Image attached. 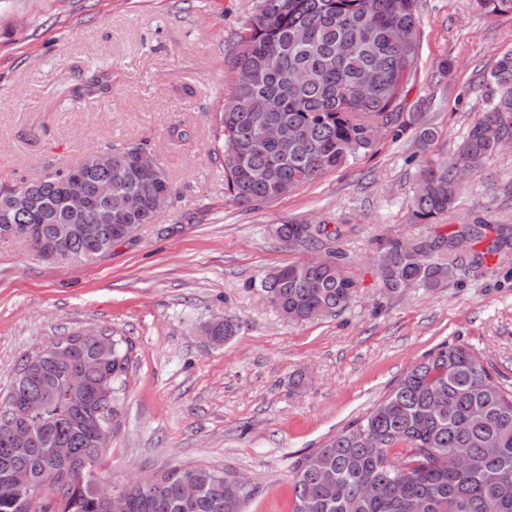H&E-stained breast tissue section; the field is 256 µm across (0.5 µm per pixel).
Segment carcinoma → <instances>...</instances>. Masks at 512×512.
<instances>
[{
  "instance_id": "carcinoma-1",
  "label": "carcinoma",
  "mask_w": 512,
  "mask_h": 512,
  "mask_svg": "<svg viewBox=\"0 0 512 512\" xmlns=\"http://www.w3.org/2000/svg\"><path fill=\"white\" fill-rule=\"evenodd\" d=\"M418 0H258L237 36L229 94L215 109L214 154L224 171V194L235 204H272L316 182L377 146L398 123L420 50ZM487 17L512 14V0H474ZM492 95L460 146L444 157L428 156L439 131L417 123L425 155L411 202L414 224H435L457 207L466 176L478 173L499 142L512 140V52L503 53L483 77ZM279 130L275 141L265 138ZM129 146L111 149L112 166L92 165L77 188L87 195L112 182V200L94 215L73 217L62 205L59 170L45 180L0 181V208L15 190L30 200L12 223L29 227L23 239L37 255L75 262L101 258L99 239L125 241L130 224H153L172 198L167 172L153 175L134 165ZM142 208L126 211V196ZM57 224H87L91 232L65 242ZM328 224L287 223L273 228L284 245H309ZM495 236L483 251L467 245ZM512 251V229L482 220L457 233L418 241L388 239L378 253L377 277L388 292L438 288L454 266L444 256L466 254L475 270L488 254ZM340 251L317 263L288 264L261 278L259 288L289 322L332 316L351 302L355 283L342 270ZM231 316L209 322L211 343L232 339ZM62 357L26 359L4 399L41 404L33 439L13 448L0 432V512H47L44 488H55L58 512H107L95 476H81L82 462L99 463L98 430L112 426L116 385L126 377L132 347L101 332L65 334L52 344ZM58 448L68 449L60 455ZM229 471L176 466L149 489L123 488L122 512H244L253 494H224ZM191 485L198 494L182 495ZM293 512H512V392L502 388L482 360L463 346L444 343L413 365L364 419L307 456L293 475Z\"/></svg>"
}]
</instances>
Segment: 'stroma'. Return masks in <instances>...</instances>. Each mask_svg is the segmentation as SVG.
I'll list each match as a JSON object with an SVG mask.
<instances>
[{"instance_id":"1","label":"stroma","mask_w":512,"mask_h":512,"mask_svg":"<svg viewBox=\"0 0 512 512\" xmlns=\"http://www.w3.org/2000/svg\"><path fill=\"white\" fill-rule=\"evenodd\" d=\"M256 0H0V177L34 178L118 143L148 142L173 186L160 220L89 262L46 260L0 241V393L35 348L106 330L132 346L118 416L99 469L121 488L177 465L230 470L255 487L245 512H292L303 458L372 408L441 344L466 347L512 391V256L447 285L385 293L374 260L389 238L449 235L481 219L512 224V149L467 179L435 224L409 221L415 131L268 206L225 200L211 152L236 34ZM421 50L403 112L439 130L452 152L485 107L482 82L512 50V14L470 0H418ZM453 69L439 75L438 63ZM112 87L77 96L92 76ZM187 131L186 140L171 129ZM339 229L318 248H286L288 221ZM343 252L349 306L296 324L258 288L295 261ZM233 315L237 336L209 344L204 323Z\"/></svg>"}]
</instances>
